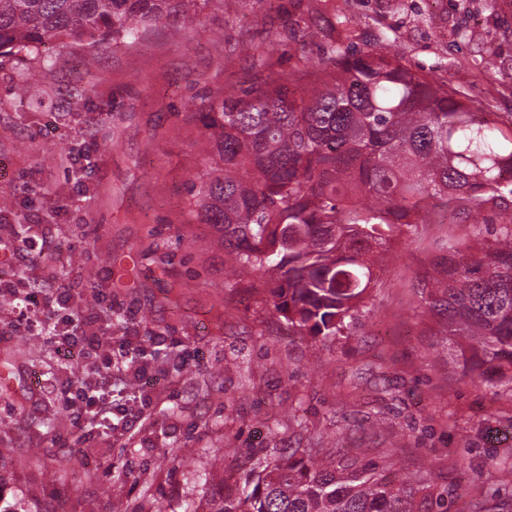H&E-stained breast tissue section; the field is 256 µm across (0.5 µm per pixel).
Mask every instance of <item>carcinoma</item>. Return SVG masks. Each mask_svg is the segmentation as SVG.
<instances>
[{"mask_svg": "<svg viewBox=\"0 0 512 512\" xmlns=\"http://www.w3.org/2000/svg\"><path fill=\"white\" fill-rule=\"evenodd\" d=\"M224 0H0V56L49 42L95 50L137 39L169 18L192 20ZM305 76L264 70L238 94L209 102L207 169L193 184L199 224L224 231V287L260 275L296 336H346L377 281L373 256L427 223L428 201L498 225L448 248L428 312L463 374H497L512 398V120L491 113L388 52L383 37L354 55L334 42ZM492 512L512 466L494 470ZM193 512H450L448 491L416 474L396 484L384 467L329 448L284 453L240 482L223 477Z\"/></svg>", "mask_w": 512, "mask_h": 512, "instance_id": "obj_1", "label": "carcinoma"}]
</instances>
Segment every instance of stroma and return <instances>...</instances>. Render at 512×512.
I'll list each match as a JSON object with an SVG mask.
<instances>
[{
    "mask_svg": "<svg viewBox=\"0 0 512 512\" xmlns=\"http://www.w3.org/2000/svg\"><path fill=\"white\" fill-rule=\"evenodd\" d=\"M389 51L483 104L512 113V0H224L195 20L142 29L93 52L46 45L0 57V236L51 240L53 263L15 262L36 286H70L96 333L134 339L154 385L113 380L126 415L89 425L67 399L101 368L50 337L14 330L0 292V501L28 512H194L217 472L336 440L350 455L422 472L470 512L485 478L512 459V400L448 363L426 285L474 226L434 208L388 251L368 309L323 347L289 334L256 275L224 286V238L196 223L191 187L210 96L260 63L321 65L323 44ZM497 68H479L486 47ZM42 91L30 107L14 87Z\"/></svg>",
    "mask_w": 512,
    "mask_h": 512,
    "instance_id": "stroma-1",
    "label": "stroma"
}]
</instances>
